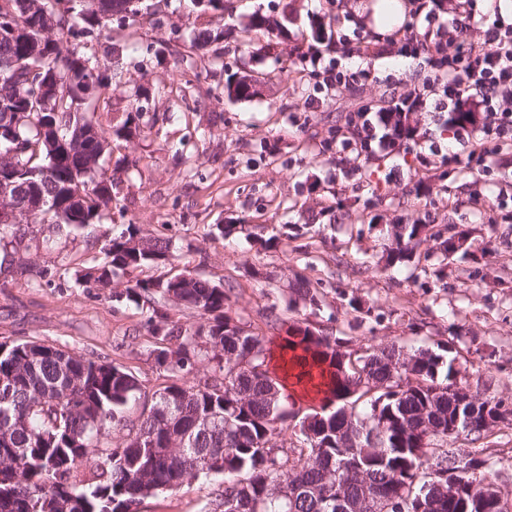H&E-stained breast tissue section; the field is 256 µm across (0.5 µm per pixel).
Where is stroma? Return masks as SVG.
Returning a JSON list of instances; mask_svg holds the SVG:
<instances>
[{
	"label": "stroma",
	"mask_w": 512,
	"mask_h": 512,
	"mask_svg": "<svg viewBox=\"0 0 512 512\" xmlns=\"http://www.w3.org/2000/svg\"><path fill=\"white\" fill-rule=\"evenodd\" d=\"M289 2L297 9V26L308 27L315 18L354 44L370 47L375 38L398 32L366 19L368 0ZM116 47L125 65L112 81L102 121L124 112L136 87L156 89L150 109L164 121L158 133L123 144L121 152L134 166L122 188L127 217L142 235L175 243L180 260L173 272L234 281L240 297L231 314L242 323L260 326L259 310L272 305L347 338L355 350L390 342L408 353L428 348L453 358L461 381L473 384L491 375V395L512 403V167L497 163L512 155V142L489 141L486 165L463 168L448 156L467 138L441 130L439 113L419 117L421 128L431 131L427 141H409L390 152L363 157L328 141L329 127L344 126L357 106L382 107L391 83L429 78L424 55L404 57L384 46L371 59L375 80L308 114L303 102L313 86L305 72L297 65L289 80H281L261 43H254L250 57L231 47L220 62L193 58L201 79L182 97L165 91L179 78L172 61L143 62L142 50L125 47L115 32L88 41L86 53L106 64ZM242 66L265 73L259 94L222 100L227 72ZM188 131L193 137L186 145ZM264 143L271 153H261ZM193 168L199 177L190 176ZM312 181L319 184L313 194L307 191ZM110 222L106 216L79 231L40 222L13 226L11 259L0 264V343L34 341L109 360L151 392L161 383L153 338L145 313L118 298L125 278H114L108 288L74 283L76 270L99 262L101 235ZM413 222L446 238L467 234V258L449 262L443 280L433 276L429 260L386 266L383 245L393 225ZM220 224H260L266 238L297 224L303 250H266L240 233L223 237L216 231ZM43 268L56 271L52 286L35 285ZM298 278L322 284L320 311L289 310ZM353 295L369 314L348 307ZM485 443L495 450L488 475L512 507V426L500 425ZM222 489V479L201 476L144 498L138 512H208Z\"/></svg>",
	"instance_id": "stroma-1"
}]
</instances>
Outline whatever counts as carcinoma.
Returning a JSON list of instances; mask_svg holds the SVG:
<instances>
[{
	"mask_svg": "<svg viewBox=\"0 0 512 512\" xmlns=\"http://www.w3.org/2000/svg\"><path fill=\"white\" fill-rule=\"evenodd\" d=\"M22 2L20 32L0 38V115L17 116L16 128L7 130L15 153L0 162V181L10 185L16 206L40 203L59 227L97 224L114 209L123 219L126 206L117 199L125 159L109 171L87 166L86 154L100 161L112 155V143L152 132L158 118L148 108L151 92H137L129 109L103 126L99 112L111 101L120 55L90 88L83 52L62 56L58 43H81L112 25L137 42L139 19L162 29L172 0ZM227 39L242 52L264 41L285 79L282 56L336 47L321 21L311 20L308 35L295 37L288 8L259 7L242 31L231 24L202 28L188 40L172 29L157 39L158 49L146 51L166 52L177 65L193 55L220 60ZM259 83L253 74L233 73L223 94L250 98ZM427 228L399 225L385 245L387 261H411ZM431 237L439 254L433 275L441 281L448 260L465 258L467 247H448L438 231ZM102 238L99 276L78 273L75 281L85 288L127 276L126 298L149 313L151 354L167 382L148 394L110 361L45 343H0V512H137L144 498L199 475L224 476L211 512H338L339 492L357 512H416L420 503L435 505L433 512H462L471 484L487 480L490 458L477 442L489 430L480 407L456 419L470 385L457 380L453 361L428 349L405 355L394 342L348 352L346 339L290 323L270 306L266 326L284 330L283 347L301 351L330 377L321 405L300 418L270 369L275 337L230 317L234 289L190 272L147 275L172 264L175 248L169 239L140 236L131 222ZM292 294L296 304L321 307L323 293L305 280H295ZM169 302L191 310L198 324L170 322L163 310ZM201 342L213 352L219 377L186 386L179 374L192 368L191 349ZM489 390L490 410L511 419L512 406ZM139 401L140 419L130 426L126 410ZM290 422L303 445L286 450L275 438ZM108 426L125 434L104 447L100 435Z\"/></svg>",
	"mask_w": 512,
	"mask_h": 512,
	"instance_id": "obj_1",
	"label": "carcinoma"
}]
</instances>
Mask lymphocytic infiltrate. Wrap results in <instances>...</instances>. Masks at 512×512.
Returning <instances> with one entry per match:
<instances>
[{
  "label": "lymphocytic infiltrate",
  "mask_w": 512,
  "mask_h": 512,
  "mask_svg": "<svg viewBox=\"0 0 512 512\" xmlns=\"http://www.w3.org/2000/svg\"><path fill=\"white\" fill-rule=\"evenodd\" d=\"M414 15L424 26V43H417L412 31H405L401 54L413 56L427 50V64L434 72L432 83L396 85L385 112H448L461 114L457 127L469 132L467 154H452L453 162L471 166L485 162L489 139H512V24L494 20L487 29H473L472 0H415ZM319 71L316 96L306 99L314 107L319 98H332L373 77L371 67L343 70L310 59ZM385 112L363 116L356 132L362 149L391 145L393 135Z\"/></svg>",
  "instance_id": "1"
}]
</instances>
